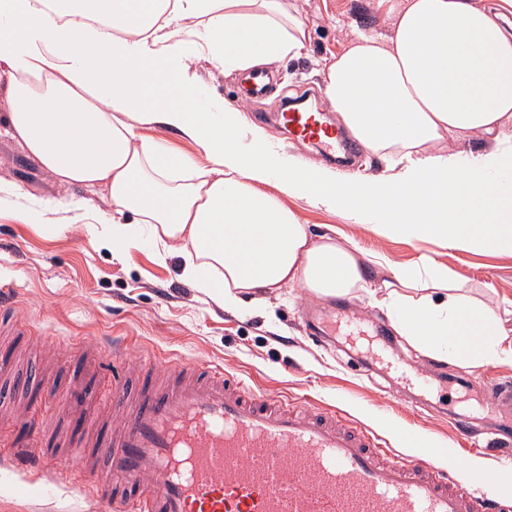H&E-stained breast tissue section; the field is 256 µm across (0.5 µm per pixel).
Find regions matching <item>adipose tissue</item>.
<instances>
[{
    "instance_id": "obj_1",
    "label": "adipose tissue",
    "mask_w": 512,
    "mask_h": 512,
    "mask_svg": "<svg viewBox=\"0 0 512 512\" xmlns=\"http://www.w3.org/2000/svg\"><path fill=\"white\" fill-rule=\"evenodd\" d=\"M390 34L355 32L323 63L324 94L350 134L390 160L345 177L301 163L210 95L196 64L255 70L301 54L290 0H0L5 132L65 186L106 199L50 204L0 180V211L66 224L113 254L149 243L159 262L225 311L271 312L268 295L371 292L394 328L440 360H497L503 333L485 302L432 257L400 268L357 242L312 233L288 199L407 240L512 254V0H377ZM158 125L206 164L144 136ZM477 137V151L447 139ZM63 212L66 224L53 222Z\"/></svg>"
}]
</instances>
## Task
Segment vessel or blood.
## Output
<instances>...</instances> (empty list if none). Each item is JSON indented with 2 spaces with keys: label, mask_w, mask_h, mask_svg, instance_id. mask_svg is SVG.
Here are the masks:
<instances>
[{
  "label": "vessel or blood",
  "mask_w": 512,
  "mask_h": 512,
  "mask_svg": "<svg viewBox=\"0 0 512 512\" xmlns=\"http://www.w3.org/2000/svg\"><path fill=\"white\" fill-rule=\"evenodd\" d=\"M278 119L325 153L347 148L320 113L292 107ZM4 316L29 335L7 288ZM168 371L165 384L137 398L118 375L98 394L85 383L66 391L74 416L97 400L112 415L107 436L79 440L67 456L82 464L80 485L116 512H512L476 494L484 473L461 485L436 452L397 454L336 409L257 392L218 365L175 359ZM12 455L21 469L54 463L43 448Z\"/></svg>",
  "instance_id": "obj_1"
}]
</instances>
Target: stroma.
I'll use <instances>...</instances> for the list:
<instances>
[{
    "instance_id": "obj_1",
    "label": "stroma",
    "mask_w": 512,
    "mask_h": 512,
    "mask_svg": "<svg viewBox=\"0 0 512 512\" xmlns=\"http://www.w3.org/2000/svg\"><path fill=\"white\" fill-rule=\"evenodd\" d=\"M294 5L306 20V47L299 57L273 65L269 96L245 103L243 111L251 126L274 142L287 143L290 156L322 166V153L289 140L273 112L284 100L299 98L339 121L322 94V64L342 52L353 29L384 32L388 23L376 0H294ZM0 178L39 198L84 195L79 187L60 186L4 134ZM287 205L314 232L336 230L396 265L415 264L424 255L445 264L471 296L498 314L507 332L498 359L477 367V382L461 387L454 382L461 365L433 359L400 336L393 347L367 353L368 372L357 371L352 367L358 354L353 336L391 326L385 310L367 294L323 299L299 286L285 288L271 299L274 322L261 315L244 319L189 288L178 277L176 261L159 263L148 246L117 258L81 225L49 238L38 225L8 211L0 213V284L14 289L17 312L31 333L0 343V357L41 352L64 387L80 377L104 385L129 367L160 378L164 361L173 356L200 366L220 364L256 390L335 407L402 453L454 444L453 425L460 414L471 422L476 440L499 428L501 416L485 407L486 387L512 379V255L393 238L300 201L291 199ZM309 305L335 310V341L319 348L308 343L303 321ZM115 336L127 343L123 359H104L96 368L73 362L77 346L93 350ZM7 397L15 410L0 418V512H99L88 489H62L39 499L24 495L23 485L51 481L56 472L17 471L9 455L11 444L26 438L43 448H66L80 436L108 432L110 425L99 410L90 408L80 424L66 406L44 400L36 388L18 385Z\"/></svg>"
}]
</instances>
